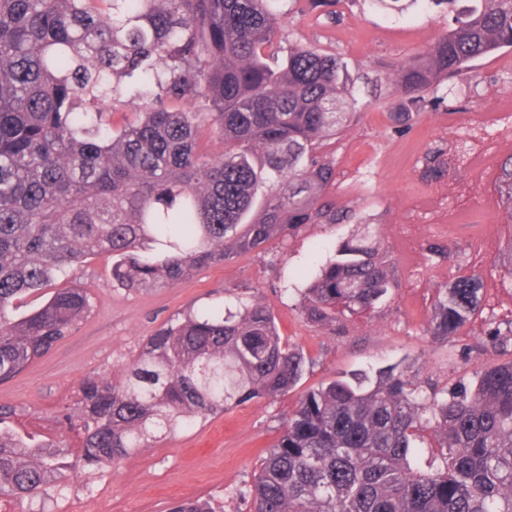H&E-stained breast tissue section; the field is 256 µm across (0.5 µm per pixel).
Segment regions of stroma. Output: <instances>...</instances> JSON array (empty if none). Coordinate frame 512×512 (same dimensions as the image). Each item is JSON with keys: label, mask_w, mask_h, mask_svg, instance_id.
I'll list each match as a JSON object with an SVG mask.
<instances>
[{"label": "stroma", "mask_w": 512, "mask_h": 512, "mask_svg": "<svg viewBox=\"0 0 512 512\" xmlns=\"http://www.w3.org/2000/svg\"><path fill=\"white\" fill-rule=\"evenodd\" d=\"M270 8L285 18L282 44L335 54L356 79L359 104L351 126L321 149L336 169L330 195L347 220L303 225L295 235L198 269L171 288H121L112 283L111 255L88 259L56 285L86 289L89 314L48 354L0 382V406L16 408L21 429L59 435L52 414L76 401L87 376L132 362L147 336L187 309L233 308L255 297L271 310L283 340L311 356L302 381L286 395L254 399L160 434L152 447L105 471L71 475L46 499L0 500V512H86L90 499L97 512H169L175 502L198 497L215 512H247L239 491L278 440L302 391L404 360L444 387L503 361L487 329L490 316L512 317V277L503 266L512 254V224L494 190L504 156L492 143L512 142V128L484 123L482 111L493 92L512 86V49L442 81L402 132L394 119L399 96L385 80L394 65L425 52L447 29L442 9H400L393 0H332L316 7L308 0H271ZM463 142L484 145L481 174L468 166L438 182L423 178L427 152L440 147L450 154ZM366 227L391 259L397 288L370 314L330 326L308 322L299 288ZM487 236L494 246L479 251ZM430 240L451 245L450 260L431 261L424 250ZM460 273L481 277L482 305L455 334L433 335L435 291Z\"/></svg>", "instance_id": "stroma-1"}]
</instances>
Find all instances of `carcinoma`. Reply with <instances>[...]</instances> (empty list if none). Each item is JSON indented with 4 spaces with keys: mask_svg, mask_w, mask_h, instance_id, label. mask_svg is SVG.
Wrapping results in <instances>:
<instances>
[{
    "mask_svg": "<svg viewBox=\"0 0 512 512\" xmlns=\"http://www.w3.org/2000/svg\"><path fill=\"white\" fill-rule=\"evenodd\" d=\"M424 55L396 65L395 113L469 64L512 48V0H475ZM267 0H0V382L71 335L89 313L82 288L49 291L100 253L112 282L169 288L305 224L344 214L324 142L349 127L355 83L334 54L283 52ZM121 114V119L113 116ZM223 150H208L211 142ZM445 153L424 174L448 175ZM497 192L512 223V157ZM393 283L377 243L356 236L305 289L314 324L370 311ZM482 281L438 291L432 334L464 326ZM43 301L24 308L26 298ZM499 352L512 320L489 332ZM259 298L233 311L186 312L146 337L118 378L94 375L55 412L61 443L16 430L0 406V498L36 497L149 447L231 405L276 398L302 379ZM249 512H512V358L440 388L406 365L304 392L245 493ZM171 512H213L184 499Z\"/></svg>",
    "mask_w": 512,
    "mask_h": 512,
    "instance_id": "cac0c4a2",
    "label": "carcinoma"
}]
</instances>
